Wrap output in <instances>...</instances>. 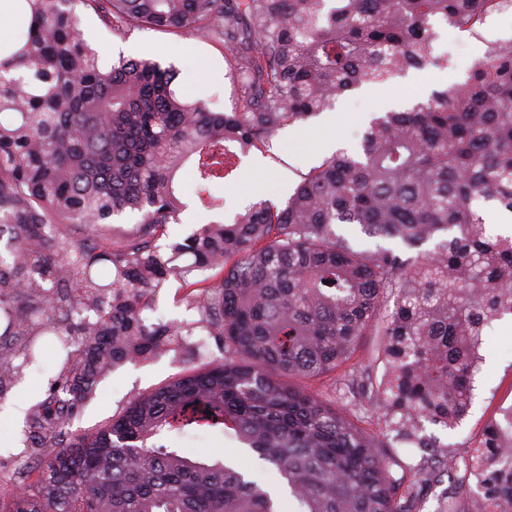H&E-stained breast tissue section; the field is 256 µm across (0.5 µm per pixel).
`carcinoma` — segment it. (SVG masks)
Returning a JSON list of instances; mask_svg holds the SVG:
<instances>
[{
    "instance_id": "1",
    "label": "carcinoma",
    "mask_w": 512,
    "mask_h": 512,
    "mask_svg": "<svg viewBox=\"0 0 512 512\" xmlns=\"http://www.w3.org/2000/svg\"><path fill=\"white\" fill-rule=\"evenodd\" d=\"M115 34L219 41L242 108L214 112L152 59L105 69L77 8ZM498 0H8L0 42V394L34 336L67 348L27 439L55 448L0 512H278L264 484L172 441L231 431L274 465L298 512H512V405L450 452L478 351L512 317V38L486 44L463 84L372 118L355 151L301 175L286 205L260 200L164 241L191 163L200 192L241 157L347 92L445 67L433 19L480 39ZM137 218L122 229L114 220ZM359 227L351 240L341 228ZM219 270V275L204 273ZM198 319L144 317L170 280ZM210 336L224 358L141 397L62 444L98 381L126 360ZM375 341L352 358L364 337ZM338 374L324 400L284 379ZM371 403L379 433L359 425ZM410 449L401 457L398 448ZM404 476L397 478L393 468Z\"/></svg>"
}]
</instances>
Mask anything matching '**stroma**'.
Instances as JSON below:
<instances>
[{"label": "stroma", "instance_id": "35a3bbf8", "mask_svg": "<svg viewBox=\"0 0 512 512\" xmlns=\"http://www.w3.org/2000/svg\"><path fill=\"white\" fill-rule=\"evenodd\" d=\"M85 28L93 32L102 52L104 64L119 56L140 58L145 48H153V60L162 66L179 70H197L195 81L180 79L179 88L187 97L204 101L210 109L229 112L240 107L238 86L230 77L209 79V69H226L221 44L150 29H134L125 35L107 30L97 17L82 16ZM438 54L448 59L444 68L428 66L413 69L384 85H365L341 97L331 110L299 121L279 130L270 140L267 151H252L243 157L238 173L224 184L211 188L210 194L223 201L218 215L232 221L237 212L259 200L281 206L300 181L301 173L320 165L328 158V141L338 148L352 149L359 145L370 116L410 105L428 96L432 90L463 83L474 62L481 56L483 45L468 33L454 28L440 29ZM179 180L181 200L186 209L183 221L170 225L168 235L182 238L193 225L208 223L216 213L207 210L196 195L197 183L191 168H184ZM36 361L25 370L23 379L8 389L0 401V435L7 439V448L0 450V492L16 490L23 482L21 471L32 467L36 458L19 460L25 421H14L9 409L16 404L31 407L48 395L49 382L62 367L64 356L55 341L46 336L36 339ZM480 354L482 360L475 376L472 404L466 417L454 430L435 429L442 443L462 449L475 442L491 415L502 406L512 404V320L503 319L488 332ZM221 350L207 342L203 351H187L181 355L165 353L147 361H128L103 377L82 412L62 430L64 439L92 434L120 416L143 394L167 383L174 377L220 359ZM175 445L189 457L222 461L243 472H262L267 490L282 495L283 485L276 473L259 460L256 453L235 438L212 432L203 436H179Z\"/></svg>", "mask_w": 512, "mask_h": 512}]
</instances>
